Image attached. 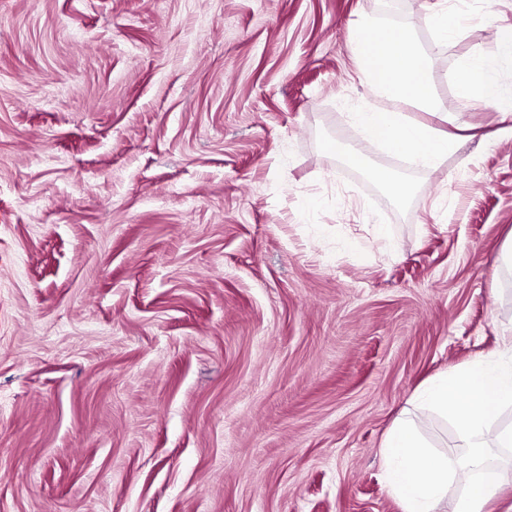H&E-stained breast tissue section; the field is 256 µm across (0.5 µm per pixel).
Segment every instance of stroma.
I'll return each instance as SVG.
<instances>
[{
	"mask_svg": "<svg viewBox=\"0 0 512 512\" xmlns=\"http://www.w3.org/2000/svg\"><path fill=\"white\" fill-rule=\"evenodd\" d=\"M442 5L0 0V512H402L385 435L512 330V124L458 81L512 0ZM365 19L474 134L434 167L350 119Z\"/></svg>",
	"mask_w": 512,
	"mask_h": 512,
	"instance_id": "stroma-1",
	"label": "stroma"
}]
</instances>
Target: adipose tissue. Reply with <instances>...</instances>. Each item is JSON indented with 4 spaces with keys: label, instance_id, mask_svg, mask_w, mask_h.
I'll use <instances>...</instances> for the list:
<instances>
[{
    "label": "adipose tissue",
    "instance_id": "1",
    "mask_svg": "<svg viewBox=\"0 0 512 512\" xmlns=\"http://www.w3.org/2000/svg\"><path fill=\"white\" fill-rule=\"evenodd\" d=\"M365 23L352 30V48L365 64L364 77L379 108L353 113L366 139L411 155L423 168L435 166L461 145L452 133L416 122L404 107L432 104L429 63L407 28L395 26L375 36L365 34ZM512 59V32H503L493 52L470 59L462 73V91L478 90L495 101L503 118L512 119V98L502 94L497 79L501 60ZM504 353L480 355L464 366L433 378L414 396L417 406L437 413L455 428L463 455L437 452L429 446L413 416L399 418L380 447L386 482L400 499L403 512H438L451 501L452 512H490L504 485L512 479L494 465L497 452L512 448V426L493 424L512 407V336L504 337ZM466 482L456 496L449 487L458 477Z\"/></svg>",
    "mask_w": 512,
    "mask_h": 512
}]
</instances>
